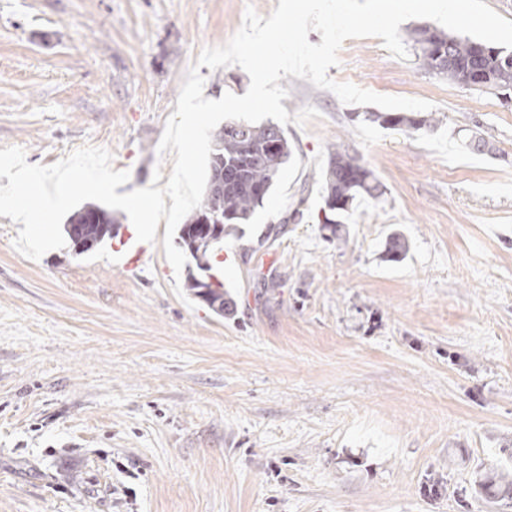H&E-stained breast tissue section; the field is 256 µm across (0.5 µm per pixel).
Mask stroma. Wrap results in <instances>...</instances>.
Masks as SVG:
<instances>
[{
  "label": "stroma",
  "mask_w": 512,
  "mask_h": 512,
  "mask_svg": "<svg viewBox=\"0 0 512 512\" xmlns=\"http://www.w3.org/2000/svg\"><path fill=\"white\" fill-rule=\"evenodd\" d=\"M270 0H0V149L51 165L83 146L170 177L157 147L200 51ZM327 75L434 105V131L351 121L293 76L294 148L219 270L233 314L174 290L165 225L140 277L112 260L135 229L32 261L0 216V512H512V102L427 73L381 39ZM204 95L248 74L201 67ZM478 134L494 150L476 153ZM385 201L342 239L314 218L330 152ZM400 232L403 260L385 256Z\"/></svg>",
  "instance_id": "obj_1"
}]
</instances>
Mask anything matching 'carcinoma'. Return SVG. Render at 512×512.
Returning a JSON list of instances; mask_svg holds the SVG:
<instances>
[{
	"label": "carcinoma",
	"mask_w": 512,
	"mask_h": 512,
	"mask_svg": "<svg viewBox=\"0 0 512 512\" xmlns=\"http://www.w3.org/2000/svg\"><path fill=\"white\" fill-rule=\"evenodd\" d=\"M409 37L421 67L428 73L463 85L469 67L479 66L488 73L484 88L512 89V51L490 46V54L478 59L475 53L478 41L446 34L429 26L412 29ZM363 120L405 132L430 130L436 126V118L431 113L365 112ZM292 155L293 149L284 130L273 122L255 125L232 121L212 135L208 179H213L224 169L238 171L236 177L225 178L221 203L224 236H243L242 225L249 223L256 210L264 206L280 170ZM383 195V186L374 172L348 150L336 148L330 154L323 175L319 212L325 215V222L321 228L329 231L331 236H337L344 221L353 215L361 202L370 201L377 205L381 203ZM210 206V199L203 198L201 205L180 225L178 235L184 251L195 260L196 268L207 276L211 274V265L198 261L197 255L192 252L195 238L191 235L186 237L184 233L198 222ZM121 219L123 216L119 214L91 205L71 214L67 224L86 225L87 237L100 244L112 237V230L119 229Z\"/></svg>",
	"instance_id": "1"
}]
</instances>
